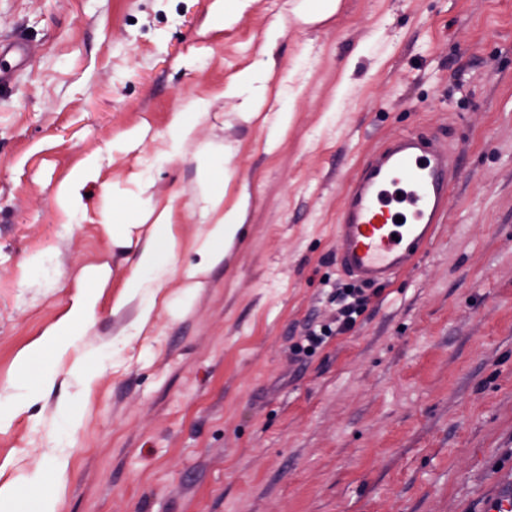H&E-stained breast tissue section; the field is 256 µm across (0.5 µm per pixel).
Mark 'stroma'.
Segmentation results:
<instances>
[{"label": "stroma", "instance_id": "obj_1", "mask_svg": "<svg viewBox=\"0 0 512 512\" xmlns=\"http://www.w3.org/2000/svg\"><path fill=\"white\" fill-rule=\"evenodd\" d=\"M213 2L0 0V39L32 48L0 97V394L81 269L121 264L97 227L102 186L127 182L137 155L113 140L215 96L200 138L236 149L252 195L208 288L87 395L57 512H488L512 495V0H341L312 26L293 0H258L227 28ZM281 20L277 69L299 94L271 145L220 92ZM413 128L445 137L460 170L433 245L368 289L353 330L296 352L306 324L332 316L347 188ZM93 151L88 218L68 234L57 190ZM193 179L175 163L154 189L186 212ZM76 391L60 374L0 428V486L52 470L46 425Z\"/></svg>", "mask_w": 512, "mask_h": 512}]
</instances>
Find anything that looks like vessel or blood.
Instances as JSON below:
<instances>
[{"mask_svg": "<svg viewBox=\"0 0 512 512\" xmlns=\"http://www.w3.org/2000/svg\"><path fill=\"white\" fill-rule=\"evenodd\" d=\"M455 173L443 140L417 130L392 138L346 191L336 252L341 271L377 287L412 269L436 237ZM394 202L412 208V223L397 222Z\"/></svg>", "mask_w": 512, "mask_h": 512, "instance_id": "b4317fda", "label": "vessel or blood"}]
</instances>
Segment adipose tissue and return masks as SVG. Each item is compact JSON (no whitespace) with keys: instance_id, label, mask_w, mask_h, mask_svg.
Returning <instances> with one entry per match:
<instances>
[{"instance_id":"1","label":"adipose tissue","mask_w":512,"mask_h":512,"mask_svg":"<svg viewBox=\"0 0 512 512\" xmlns=\"http://www.w3.org/2000/svg\"><path fill=\"white\" fill-rule=\"evenodd\" d=\"M286 34L283 24L271 23L264 32L259 56L225 83L222 97L235 100V108L245 121L262 118L268 128L267 141L275 143L287 129L291 112L287 103L298 95L287 78H276L272 51ZM278 80L275 110H267L269 84ZM213 100L196 96L184 100L172 112L164 130L147 136L142 126L125 131L113 142L116 152L139 151V171L128 186L112 185V211L104 215L101 232L113 251L125 257V270L119 289L111 298L113 315H128L129 320L111 342L83 352L71 363L68 373L80 391L56 411L48 443L54 448L56 477H63L75 431L81 421V399L110 367L113 358L135 336L156 328L160 318L158 297L166 288L182 290L183 301L208 287L212 272L224 265L233 248L243 238L251 208V194L241 189L234 200H227L228 188L236 176L237 153L222 144L203 142L199 133L209 119ZM151 149H143L144 140ZM177 162L195 166L196 190L189 210L196 219L191 234H183L181 215L174 198H162L153 191V170ZM102 167L99 152L87 154L63 182L58 198L63 205L65 231L81 226L87 212L84 188L97 180ZM109 268L96 272L81 271L80 280L89 284L71 299L62 318L45 329L18 361L19 380L11 393L0 394V425L10 424L34 405L59 375V364L82 337L90 335L97 322V287L107 283ZM44 475L35 473L16 486L0 490V512H16L18 502L33 489H40L35 512H55V494L46 489Z\"/></svg>"}]
</instances>
